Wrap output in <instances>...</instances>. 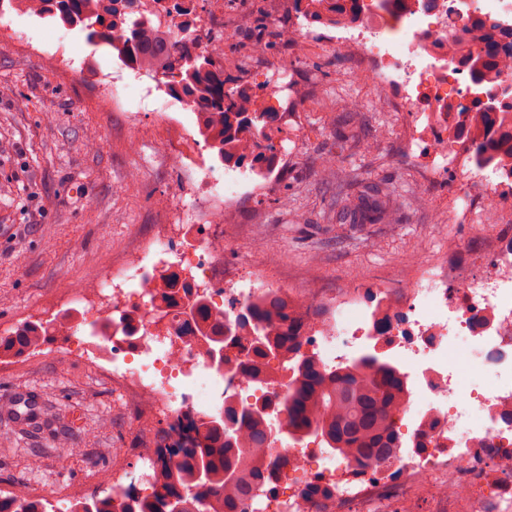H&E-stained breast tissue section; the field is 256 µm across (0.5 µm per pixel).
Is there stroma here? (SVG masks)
<instances>
[{"label":"stroma","instance_id":"obj_1","mask_svg":"<svg viewBox=\"0 0 512 512\" xmlns=\"http://www.w3.org/2000/svg\"><path fill=\"white\" fill-rule=\"evenodd\" d=\"M256 14L270 22V63L287 57L283 14L271 12L268 0H239V47L225 52L231 79L245 77L248 20ZM23 34L63 44L67 66L18 49ZM118 64L82 27L20 8L0 19V336L36 306L50 320L70 316L76 336L88 333L83 310L59 296L145 242L152 225L167 223L180 207L177 158L135 137L126 113L97 100L95 76ZM353 71L348 54L324 43L297 66L294 83L308 91L298 107L300 136L264 201L240 195L224 227L225 265L274 259L285 271L284 288H383L402 285L412 262L471 252L512 233V223L461 222L451 206L455 174L429 178L421 160L397 150L408 117L374 84L353 81ZM330 156L337 170L396 197L394 223H337L336 183L323 173ZM66 345L58 336L39 353L0 361V435L43 457L34 469L25 457L0 454V487L26 490L51 512L102 484L114 467L137 475V448L166 427L119 397L94 364L64 356ZM60 439L74 450L65 461L54 453Z\"/></svg>","mask_w":512,"mask_h":512}]
</instances>
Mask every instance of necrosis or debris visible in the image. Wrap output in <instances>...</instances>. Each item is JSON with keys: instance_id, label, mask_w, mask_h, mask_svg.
<instances>
[{"instance_id": "necrosis-or-debris-1", "label": "necrosis or debris", "mask_w": 512, "mask_h": 512, "mask_svg": "<svg viewBox=\"0 0 512 512\" xmlns=\"http://www.w3.org/2000/svg\"><path fill=\"white\" fill-rule=\"evenodd\" d=\"M116 9L136 10L199 52L224 44V0H119ZM488 20L498 22L496 36L512 29V0H360L353 23L326 28L330 42L357 57L362 74L410 115L405 149H425L432 174L454 169L474 187L460 206L472 224L492 221L498 211L512 214V169L476 166L465 150L471 80L466 67L448 63L449 34ZM315 36L310 29L285 34L293 48L286 63L270 64L267 52L256 51V75L269 88L287 89ZM163 127L160 143L177 145L179 158L194 160L203 172L190 188L191 214L156 225L142 250L72 289L65 301L90 314L123 313L145 296L146 283L175 275L235 320L273 285L275 267L225 268L224 222L237 206V186L263 198L277 171L261 164L241 173L232 159L216 167L194 130L174 121ZM224 171L235 173V181L220 184ZM188 223L208 226L205 244L177 247ZM408 279L405 288L343 287L327 296L312 288L297 299L304 311L302 350L323 367L336 369L366 344L377 354H394L408 384L392 415L401 447L358 460L334 455L316 440L296 447L271 443L272 479L260 495L242 498L239 512H512V235H497L478 252L415 266ZM462 338L475 349L476 371L496 377L489 387L474 381L464 397L446 359ZM68 351L98 364L114 389L176 428L213 410L217 385L223 399L240 405L263 398L275 403L288 393L285 370L263 384L246 383L235 367L204 375L208 359L173 320L159 325L145 318L100 345L73 340Z\"/></svg>"}]
</instances>
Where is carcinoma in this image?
Instances as JSON below:
<instances>
[{"instance_id": "obj_1", "label": "carcinoma", "mask_w": 512, "mask_h": 512, "mask_svg": "<svg viewBox=\"0 0 512 512\" xmlns=\"http://www.w3.org/2000/svg\"><path fill=\"white\" fill-rule=\"evenodd\" d=\"M55 16L63 24L75 20L88 30L89 38L127 57L147 74L167 71L170 91L188 93L203 109L213 114L209 135L225 140L235 124L243 135L240 150L250 149L251 139L266 137L271 108L247 101L230 91L232 80L216 74L212 61L203 53L171 50L167 34L140 20L105 18L96 11L95 0H56ZM357 0H292L291 15L307 23L340 22L349 16L346 9ZM268 25L254 22L252 45L268 48ZM466 64L472 75L475 96L492 88L490 74L512 69V47L499 41L482 42L473 28L462 27L448 38V63ZM482 126L471 142L477 158L493 154L496 144L486 131L496 128V114L512 113L499 100L477 102ZM343 178L352 187L346 208L336 216L340 224H380L394 220L396 206L391 196L377 186ZM153 299L149 314L162 322L172 310L183 311V297L177 288L148 285ZM193 314L183 318L200 348L209 355L228 347L224 311L213 308L203 296L193 297ZM237 326L250 335L239 342L240 350L251 353L240 364L244 377L262 383L274 375L273 362H286L299 351L300 337L293 326L292 313L279 289L247 307ZM49 326L29 322L12 336H0V358L37 349L47 337ZM297 375L279 410L288 415V434L295 440L314 437L336 455L353 453L359 458L381 456L398 447V437L390 432V412L407 395L405 378L389 362L362 354L334 371L321 369L314 357L292 361ZM269 414L264 406H229L218 414H203L192 420L186 441L156 449L153 492L147 497L126 490L119 496L91 495L71 512H234L235 503L252 493L265 473L269 443ZM0 512H47L46 503L17 495L0 496Z\"/></svg>"}]
</instances>
